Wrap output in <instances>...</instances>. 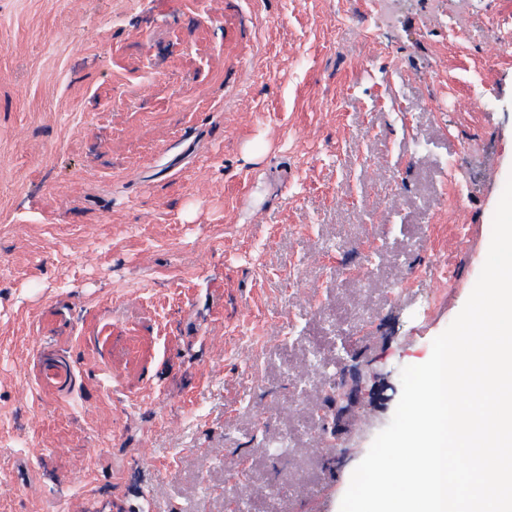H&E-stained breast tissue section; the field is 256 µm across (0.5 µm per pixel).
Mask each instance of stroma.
<instances>
[{"instance_id":"1","label":"stroma","mask_w":512,"mask_h":512,"mask_svg":"<svg viewBox=\"0 0 512 512\" xmlns=\"http://www.w3.org/2000/svg\"><path fill=\"white\" fill-rule=\"evenodd\" d=\"M495 38L512 0H0V512H340L488 253ZM39 372L45 381L64 383L73 377V367L64 351H44L37 353Z\"/></svg>"}]
</instances>
